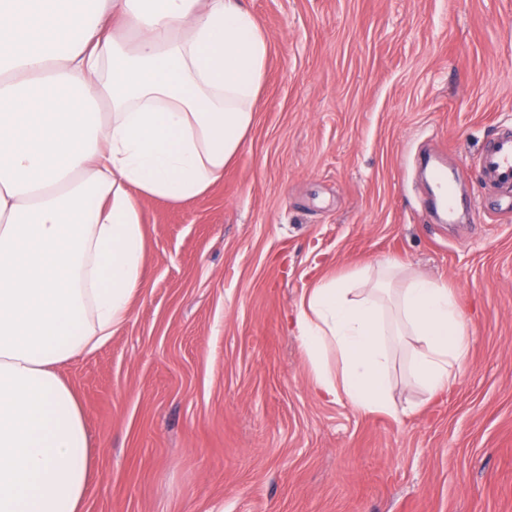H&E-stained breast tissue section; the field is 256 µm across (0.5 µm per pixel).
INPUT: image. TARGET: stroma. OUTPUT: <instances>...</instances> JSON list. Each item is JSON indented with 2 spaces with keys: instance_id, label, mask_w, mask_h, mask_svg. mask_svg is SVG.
<instances>
[{
  "instance_id": "1",
  "label": "stroma",
  "mask_w": 512,
  "mask_h": 512,
  "mask_svg": "<svg viewBox=\"0 0 512 512\" xmlns=\"http://www.w3.org/2000/svg\"><path fill=\"white\" fill-rule=\"evenodd\" d=\"M243 4L270 40L254 124L195 204L143 201L141 292L62 368L96 445L86 512H512V215L475 179L512 128V0ZM384 262L448 284L473 340L440 398L393 342V410L362 413L314 395L289 320L313 269Z\"/></svg>"
}]
</instances>
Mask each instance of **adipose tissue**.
Wrapping results in <instances>:
<instances>
[{
    "mask_svg": "<svg viewBox=\"0 0 512 512\" xmlns=\"http://www.w3.org/2000/svg\"><path fill=\"white\" fill-rule=\"evenodd\" d=\"M269 37L240 0H0V512H85L96 481L61 373L106 343L143 285V199L180 206L251 129ZM323 277L295 326L323 400L391 409L390 336L447 390L471 338L444 283Z\"/></svg>",
    "mask_w": 512,
    "mask_h": 512,
    "instance_id": "adipose-tissue-1",
    "label": "adipose tissue"
}]
</instances>
